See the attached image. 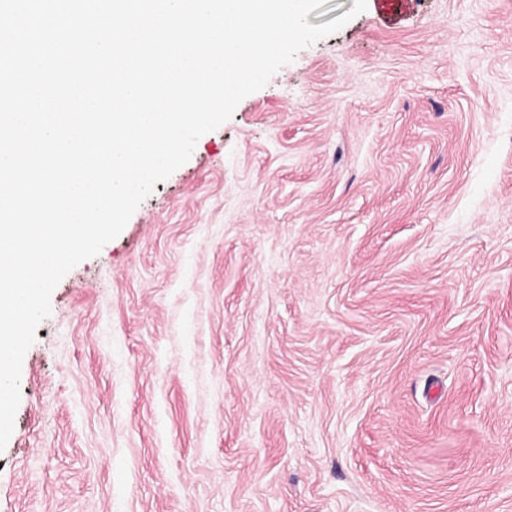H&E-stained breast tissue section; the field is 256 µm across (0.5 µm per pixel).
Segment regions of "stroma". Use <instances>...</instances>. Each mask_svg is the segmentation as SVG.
Here are the masks:
<instances>
[{"label":"stroma","instance_id":"35a3bbf8","mask_svg":"<svg viewBox=\"0 0 512 512\" xmlns=\"http://www.w3.org/2000/svg\"><path fill=\"white\" fill-rule=\"evenodd\" d=\"M353 4L56 286L0 512H512V0Z\"/></svg>","mask_w":512,"mask_h":512}]
</instances>
